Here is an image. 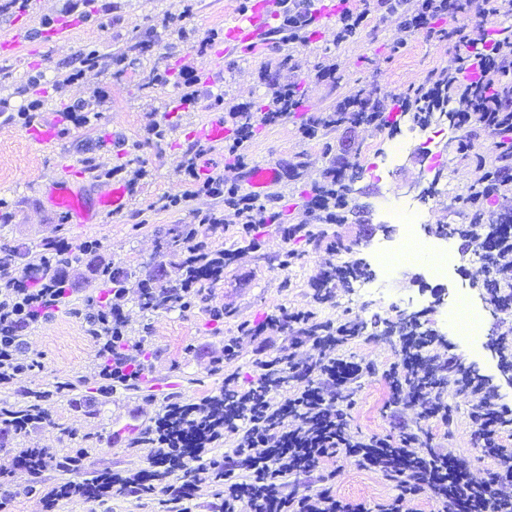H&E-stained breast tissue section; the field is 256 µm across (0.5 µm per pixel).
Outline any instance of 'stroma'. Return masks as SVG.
Instances as JSON below:
<instances>
[{
	"instance_id": "stroma-1",
	"label": "stroma",
	"mask_w": 512,
	"mask_h": 512,
	"mask_svg": "<svg viewBox=\"0 0 512 512\" xmlns=\"http://www.w3.org/2000/svg\"><path fill=\"white\" fill-rule=\"evenodd\" d=\"M111 14L91 21L75 20L67 40L55 42L46 36L31 37L11 52L0 50V95L12 105L25 101L18 94L29 78H39L34 96L44 101L39 124H52L55 137L38 144L30 140L24 125L0 123V206L10 212L8 223H0V245L19 253L40 250L53 239L79 245H98V262L111 264L124 280L122 304L133 336L146 339L147 358L157 378H173L177 393L198 401L219 391L227 375L240 383L257 378L254 361L258 343L243 331L247 323H260L285 308L309 310L318 321L345 318L362 322L363 336L349 340L338 355L354 357L371 368L358 383L351 411V428L362 436L385 435L394 401L384 373L396 359L398 334L392 333L402 312L419 315L420 330L446 337L453 353L465 363L477 364L482 374L498 376L496 358L488 350L471 354L470 344L453 328L443 327L441 306L436 298L451 299L466 293L473 305H480V290L472 272L452 270L447 280L429 278L424 264L399 269L390 279L384 297L360 294V281L334 287L326 300L313 297L311 284L328 263L364 258L372 260L379 245L398 243L402 227L383 224L382 209L387 198L399 197L419 208L426 224L417 228V238H426L428 228L468 224L466 210L458 201L467 187L479 183L484 174L473 159L454 150L456 130H449L431 152L412 148L375 174L372 162L389 152L414 128L410 117L402 116L377 128L362 124L320 127L315 138L303 130L312 119L335 111L342 98L358 92L405 93L428 75L455 65L453 42L436 32L404 31L401 18L378 10L376 0H356L353 9L362 21L353 36L340 41L335 24L316 33L288 37L277 33L257 54L240 51L215 58L221 48L225 24L243 10L246 0H114ZM211 38L213 51L197 57L195 47ZM97 51L99 64L83 68L82 58ZM124 57L123 67L111 59ZM211 70L209 82L197 84L198 96L184 111L166 110L180 99L181 88L157 85L154 71L178 74L182 66ZM334 69L335 83L322 81L318 73ZM81 70L78 83H66V76ZM298 84L304 102L276 122L262 117L282 82ZM111 87V99L99 103L100 117L88 127L68 125L64 110L73 100L94 101L98 91ZM96 101V100H95ZM248 103L256 118L254 135L230 155L227 145H207L201 163L206 171L218 170L229 186L245 187L252 168L272 164L279 179L262 196V211L255 215L257 231H243L232 223V211L224 198L208 194L188 195L182 173L189 145V125L216 116L228 117L239 104ZM166 128L163 139L148 135L152 122ZM362 169L363 177L346 197L345 221L322 224L309 213L308 201L315 186L330 182L337 159ZM78 163L85 169L118 167L127 173L142 170L131 204L122 212L97 214L88 224H74L49 202L53 181ZM180 199L168 208L169 199ZM222 217V224L197 223L198 214ZM307 224L323 231L318 241L297 238L284 241L288 225ZM192 225L198 240L209 249H229L236 258L224 269V278L211 288L203 301L187 310H144L138 301L139 284L145 277L158 284L172 285L182 277L181 259L158 258L160 242L169 228ZM294 259L280 267L285 252ZM75 288L68 308L33 325L27 332L26 358L31 371L18 377L15 385L0 387V409L20 410L29 400L24 390L44 392L40 402L46 419L43 427L17 437V448H43L53 457L71 449L86 451L82 476L109 467L123 474L137 473L148 464L147 448L122 441L113 442L112 431L127 423L145 425L160 409L164 394L148 383L139 388L123 386L104 393L95 376L96 342L86 330V319L96 314L106 292L100 276L87 261L73 263L67 270ZM236 339L233 356H225L224 344ZM453 422L433 424L436 434L446 435L449 451L467 458L475 477L496 467V460L480 456L472 440L469 412L472 399L448 389ZM88 403L80 410L74 399ZM323 472L338 499L373 506L391 498L395 489L381 476L345 463L341 458L323 459ZM62 473L47 467L34 490H25L23 478L0 475V484L14 493L0 512H42L44 487L61 481Z\"/></svg>"
}]
</instances>
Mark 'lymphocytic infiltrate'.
Returning a JSON list of instances; mask_svg holds the SVG:
<instances>
[{
	"label": "lymphocytic infiltrate",
	"instance_id": "1",
	"mask_svg": "<svg viewBox=\"0 0 512 512\" xmlns=\"http://www.w3.org/2000/svg\"><path fill=\"white\" fill-rule=\"evenodd\" d=\"M388 13H402L403 27L414 32L443 18L477 10L485 16L512 15V0H420L416 11H406L407 0H377ZM455 66L427 76L413 93L394 96L401 111L429 116L448 102H456V125L465 133L481 130L496 134L504 114L512 115V36H498L489 49L473 52L472 32L456 27ZM468 237L480 240V253L501 256L512 244V214L497 217L491 227L469 226ZM232 251L218 249L197 269L195 281L175 288L142 280L141 292L153 295L156 309L187 308L204 289L214 287L232 263ZM512 278V259L503 260L496 274L498 285L489 295L496 313L512 314V297L499 284ZM74 293L67 278L34 285L29 276L14 272L0 289V385L8 386L29 370L24 360V336L32 325L52 316ZM124 291L112 289L96 315L88 317V332L98 344L96 373L101 380L126 387L138 386L149 368L144 337L130 336L119 300ZM307 311L279 310L249 330L264 338L271 330L291 335V355L257 359L258 377L241 385L237 375L225 376L219 392L191 402L179 397L165 400L146 425L142 444L150 449L146 468L125 476L105 468L82 480H72L82 466V450L49 461L42 448H22L8 462L12 472L33 476L54 464L66 478L44 491L45 512H55L60 501L78 498L89 512H100L112 497L140 499L161 493L164 512H192L200 488L220 483L224 492L211 512H368L360 504L336 498L319 471L322 459L338 456L392 481L397 496L383 512H402L405 501L431 493L437 512H512V469L502 466L507 457L501 431L512 425V405L499 393L473 380L450 381L457 367L456 354L433 353L439 338L431 332L409 331L397 359L385 372L393 394L404 408L415 410L418 421L448 424L447 385L472 397L469 418L476 447L484 457L499 460V468L475 478L467 460L448 452L440 436L412 433L404 420H392L383 436L362 437L350 430L346 402L362 377L360 363L337 355L342 341L357 337L351 319L313 336ZM313 342L318 354L302 361L294 352ZM298 390H290V383ZM237 436L235 447L216 454L225 433Z\"/></svg>",
	"mask_w": 512,
	"mask_h": 512
}]
</instances>
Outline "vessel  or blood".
<instances>
[{
	"label": "vessel or blood",
	"mask_w": 512,
	"mask_h": 512,
	"mask_svg": "<svg viewBox=\"0 0 512 512\" xmlns=\"http://www.w3.org/2000/svg\"><path fill=\"white\" fill-rule=\"evenodd\" d=\"M275 16L273 0H251L249 8L224 28L225 53L229 54L240 48H264L277 32ZM226 136L227 127L219 118L192 125L186 133L190 141L211 144L222 143ZM68 171L70 180L52 187L49 199L52 206L62 210L73 223H87L91 213L95 211L110 214L126 208L130 192L125 185L113 184L91 201L80 188L81 182L89 178L88 171L74 165L69 166Z\"/></svg>",
	"instance_id": "1"
}]
</instances>
